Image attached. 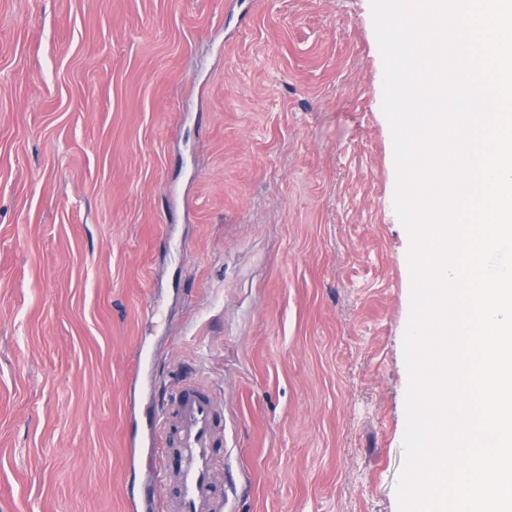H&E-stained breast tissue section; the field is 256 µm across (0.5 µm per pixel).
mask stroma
<instances>
[{"label": "stroma", "mask_w": 512, "mask_h": 512, "mask_svg": "<svg viewBox=\"0 0 512 512\" xmlns=\"http://www.w3.org/2000/svg\"><path fill=\"white\" fill-rule=\"evenodd\" d=\"M383 75L370 0H0V512H129L189 382L228 512H400Z\"/></svg>", "instance_id": "stroma-1"}]
</instances>
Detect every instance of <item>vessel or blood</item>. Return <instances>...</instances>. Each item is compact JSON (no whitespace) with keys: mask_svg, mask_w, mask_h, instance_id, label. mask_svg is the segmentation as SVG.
<instances>
[{"mask_svg":"<svg viewBox=\"0 0 512 512\" xmlns=\"http://www.w3.org/2000/svg\"><path fill=\"white\" fill-rule=\"evenodd\" d=\"M221 413L214 400L187 385L175 397L174 406L160 405L148 420L150 443L165 440L157 449L159 463L154 481L143 488L126 490L130 512H224V499L216 493L214 473L222 446Z\"/></svg>","mask_w":512,"mask_h":512,"instance_id":"b4317fda","label":"vessel or blood"}]
</instances>
